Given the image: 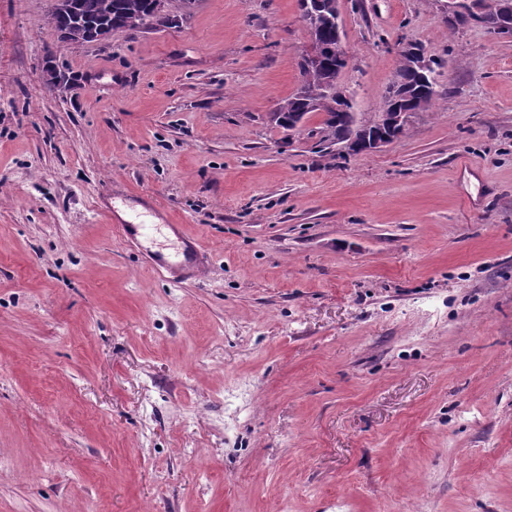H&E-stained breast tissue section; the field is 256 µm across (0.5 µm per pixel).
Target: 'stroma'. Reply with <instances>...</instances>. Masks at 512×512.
Listing matches in <instances>:
<instances>
[{
  "instance_id": "obj_1",
  "label": "stroma",
  "mask_w": 512,
  "mask_h": 512,
  "mask_svg": "<svg viewBox=\"0 0 512 512\" xmlns=\"http://www.w3.org/2000/svg\"><path fill=\"white\" fill-rule=\"evenodd\" d=\"M52 8L0 0V512H512V39L341 0L355 112L402 44L446 61L405 137L344 157L274 119L299 0L81 46ZM126 192L205 277L122 237ZM111 213L114 216L113 224L116 225L121 235L145 250L160 272H168L177 267L197 276L205 274V268L200 263V250L197 242L183 232L182 224H173L167 213V221L171 223L167 225L176 234V241H172L173 247L170 252L152 250L148 246L152 231L160 227L159 224L136 222L132 217L133 213L127 214V219H119L113 206Z\"/></svg>"
}]
</instances>
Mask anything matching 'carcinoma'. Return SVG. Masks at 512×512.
<instances>
[{
  "label": "carcinoma",
  "mask_w": 512,
  "mask_h": 512,
  "mask_svg": "<svg viewBox=\"0 0 512 512\" xmlns=\"http://www.w3.org/2000/svg\"><path fill=\"white\" fill-rule=\"evenodd\" d=\"M195 0H54L51 20L64 42L70 45L98 41L114 29L139 31L167 28L178 16L190 10ZM309 26L323 61L318 65L301 66V85L298 92L284 99L276 112L278 125L291 128L312 113L323 116L317 134L320 142L347 148L356 143L367 129L377 126L382 112L392 100L405 93L409 108L415 112L429 108L437 94L436 69L444 60L432 59L430 84L417 82L416 61L400 52L399 67L381 111L370 117L339 115L346 103L336 70V12L319 7L309 14Z\"/></svg>",
  "instance_id": "obj_1"
}]
</instances>
